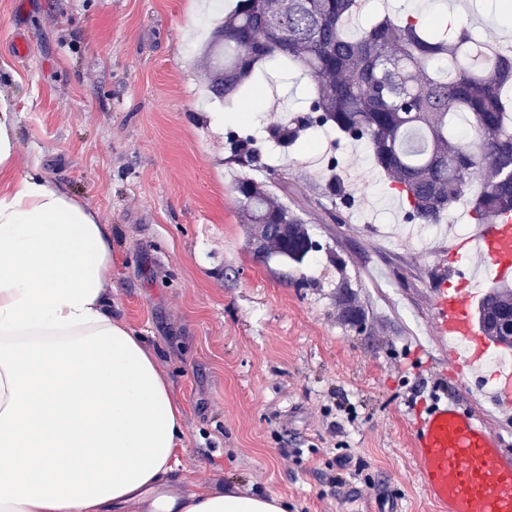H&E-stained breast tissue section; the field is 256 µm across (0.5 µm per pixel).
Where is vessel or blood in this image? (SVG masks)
<instances>
[{
	"label": "vessel or blood",
	"mask_w": 512,
	"mask_h": 512,
	"mask_svg": "<svg viewBox=\"0 0 512 512\" xmlns=\"http://www.w3.org/2000/svg\"><path fill=\"white\" fill-rule=\"evenodd\" d=\"M460 264L457 283L440 279L430 288L429 330L448 351V365L460 386L488 360L503 355L492 373L488 397L512 408V352H501L474 322L470 304L478 282L512 277V217L479 225L474 236L454 247ZM418 481L436 512H512V451L481 420L451 400H436L421 415L413 434Z\"/></svg>",
	"instance_id": "b4317fda"
}]
</instances>
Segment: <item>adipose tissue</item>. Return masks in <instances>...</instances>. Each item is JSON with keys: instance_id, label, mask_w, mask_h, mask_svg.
<instances>
[{"instance_id": "obj_1", "label": "adipose tissue", "mask_w": 512, "mask_h": 512, "mask_svg": "<svg viewBox=\"0 0 512 512\" xmlns=\"http://www.w3.org/2000/svg\"><path fill=\"white\" fill-rule=\"evenodd\" d=\"M112 232L38 169L0 111V512H287L281 498L161 487L182 410L113 320Z\"/></svg>"}]
</instances>
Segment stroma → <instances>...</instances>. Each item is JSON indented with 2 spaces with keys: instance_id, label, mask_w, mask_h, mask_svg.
Here are the masks:
<instances>
[{
  "instance_id": "1",
  "label": "stroma",
  "mask_w": 512,
  "mask_h": 512,
  "mask_svg": "<svg viewBox=\"0 0 512 512\" xmlns=\"http://www.w3.org/2000/svg\"><path fill=\"white\" fill-rule=\"evenodd\" d=\"M235 4L0 0L17 170L38 165L112 227V318L183 409L167 490L261 492L288 512H433L410 428L434 399L484 408L512 450V410L463 393L447 357L416 349L448 239L395 237L408 207L365 144L329 125L291 145L271 137L308 111L300 66L265 62L229 103L211 93L203 52ZM409 13L463 16L512 44L497 0H365L353 25ZM235 132L256 139L257 162L235 157ZM245 176L305 221L302 263L254 252L233 190Z\"/></svg>"
}]
</instances>
